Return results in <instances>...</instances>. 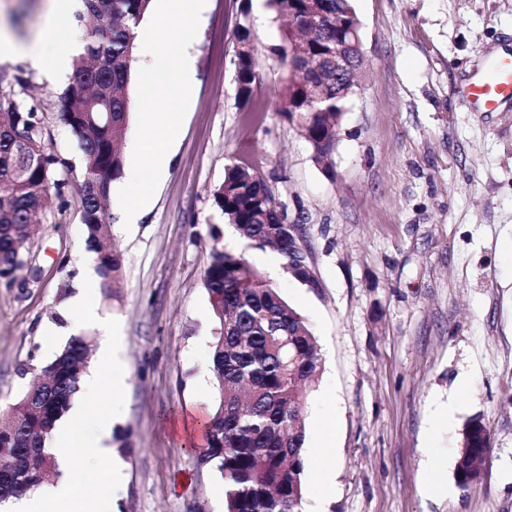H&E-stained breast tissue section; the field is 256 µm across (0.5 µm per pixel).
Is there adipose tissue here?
<instances>
[{
	"mask_svg": "<svg viewBox=\"0 0 512 512\" xmlns=\"http://www.w3.org/2000/svg\"><path fill=\"white\" fill-rule=\"evenodd\" d=\"M71 0H54L51 16L43 25L38 41L27 46L15 43L0 34V59H24L52 71L62 70L75 47L71 36L63 35L62 21L70 16ZM134 65L140 71L142 95L135 103L141 114L143 129L157 123L158 106L177 107L186 99L194 74L190 63L180 68L171 65V46L157 41L151 34H142L136 44ZM134 150H146L149 171L133 170L126 191L134 200L126 208L128 223H135L144 202L141 195L149 175L161 174L169 163L167 151L145 147L143 139H135ZM103 358L96 368L83 376L82 383L88 394H95L99 386L110 391L122 390L128 379L127 371L119 357V340L111 324L103 326ZM112 420L104 412L94 413L89 403H76L59 423L55 434L45 448L55 459L61 473H69L74 467L106 471L107 478L92 494L82 497L77 512H112V494L120 477L112 470V451L109 445ZM11 512H67L64 483H45L14 500Z\"/></svg>",
	"mask_w": 512,
	"mask_h": 512,
	"instance_id": "ef3b65f1",
	"label": "adipose tissue"
}]
</instances>
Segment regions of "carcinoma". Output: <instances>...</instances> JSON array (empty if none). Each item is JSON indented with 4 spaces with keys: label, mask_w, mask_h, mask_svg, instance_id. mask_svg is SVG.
Masks as SVG:
<instances>
[{
    "label": "carcinoma",
    "mask_w": 512,
    "mask_h": 512,
    "mask_svg": "<svg viewBox=\"0 0 512 512\" xmlns=\"http://www.w3.org/2000/svg\"><path fill=\"white\" fill-rule=\"evenodd\" d=\"M152 0H81L77 20L85 42L74 59L70 83L61 96L59 120L77 138L83 177L78 187L87 244L98 253L109 234L105 220L112 206L111 182L124 169L116 145L129 127V99L135 42L140 23ZM328 18L318 24L307 46L324 53L336 42V12L354 11L350 0H327ZM236 65L240 100L251 99L258 78V61L251 32L240 26ZM326 89L319 112L300 109L305 96L287 85L289 121L302 127L301 136L313 158L333 171L332 156L347 97L336 96V76L323 74ZM42 119L36 109L18 100L12 88L0 87V276L14 282L25 270L29 252L28 227L42 211L50 193L62 194L56 169L62 161L42 138ZM215 209L242 237L257 246L277 248L296 280L314 287L312 270L298 247L302 225L288 216L263 178L232 165L214 189ZM104 294L115 298L123 281L121 256L97 263ZM216 331L210 371L219 388L206 425V451L201 466L224 479L225 512H301L304 500L306 430L304 410L311 383L321 369L320 348L304 317L267 279L240 255L217 247L210 253L204 276ZM88 359L86 338L74 337L48 364L57 383L41 392L38 413L19 398L12 408L24 418L28 433L0 437V453L33 448L16 475L0 476V503L17 499L39 485L38 476L56 470L45 442L56 422L69 409L80 388V365ZM489 433L479 419L461 433L455 476L462 487L471 477L473 456L484 451Z\"/></svg>",
    "instance_id": "cac0c4a2"
}]
</instances>
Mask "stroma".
<instances>
[{
	"label": "stroma",
	"instance_id": "obj_1",
	"mask_svg": "<svg viewBox=\"0 0 512 512\" xmlns=\"http://www.w3.org/2000/svg\"><path fill=\"white\" fill-rule=\"evenodd\" d=\"M362 24V89L339 129L334 171L316 163L284 117L288 30L266 0H200L180 51L194 68L171 162L138 223L111 186V242L123 256L118 299L97 296L87 337L101 360L102 321L121 338L127 388L99 389L112 409L124 479L112 512H224V481L198 466L194 424L219 389L216 328L204 286L213 247L241 254L306 320L322 357L306 407L305 454L332 428L329 479L305 473L303 512H512V102L496 112L461 91L496 49L512 55V0H352ZM51 0H0V29L34 39ZM255 36L259 78L237 96L235 31ZM72 67L24 61L0 78L43 117L60 158L62 197L31 234V270L0 284V412L76 332L71 301L96 267L81 222L82 153L58 119ZM260 175L303 227L316 287L281 255L225 224L212 192L228 166ZM490 431L480 481L454 476L471 419Z\"/></svg>",
	"mask_w": 512,
	"mask_h": 512
}]
</instances>
